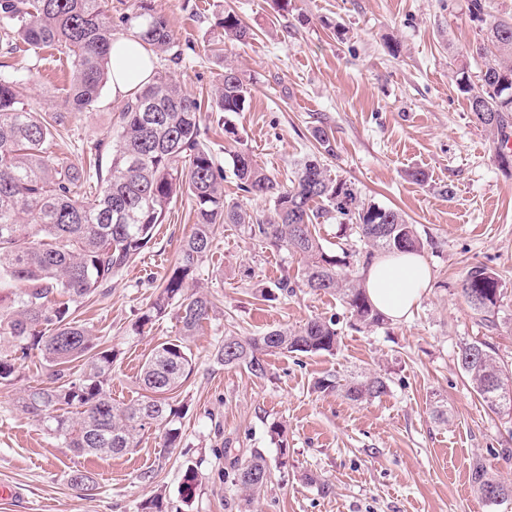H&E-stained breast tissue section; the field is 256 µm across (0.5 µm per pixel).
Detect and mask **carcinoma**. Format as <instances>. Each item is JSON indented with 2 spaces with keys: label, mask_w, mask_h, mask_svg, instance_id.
Here are the masks:
<instances>
[{
  "label": "carcinoma",
  "mask_w": 512,
  "mask_h": 512,
  "mask_svg": "<svg viewBox=\"0 0 512 512\" xmlns=\"http://www.w3.org/2000/svg\"><path fill=\"white\" fill-rule=\"evenodd\" d=\"M139 13L131 35L152 56L180 58L167 18L136 0ZM465 14L476 29L465 50L478 66L477 81L460 69L459 89L478 125L493 136L499 164L512 167V16L495 13L491 0H466ZM224 36L238 42L252 32L233 11L218 22ZM112 19L102 0H0V44L14 52L53 48L69 60L72 75L57 110L42 114L22 99L23 80L0 76V335L13 341V355L0 358V385H11L33 354L44 362L46 384L29 390L22 411L42 422L46 432L77 455L121 456L139 446L144 432L155 429L162 449L181 440L183 409L172 394L192 369L188 340L214 313L203 295H185L188 280L211 252L222 224H239L270 246L286 248L302 262L300 287L312 293H336L351 316L365 328L380 326L384 316L366 296L351 269L368 266L380 253L417 252L422 243L415 225L398 210L366 201L355 183L327 174L324 159L335 156L334 137L324 126L312 136L317 152L295 163L284 185L242 150L234 155L240 189L268 200L273 215L263 223L236 204L224 202V169L201 142V112H214L224 138L240 141L228 116L246 103L244 81L231 64L224 65L211 98L186 95L170 75L156 70L153 81L140 87L119 110L108 166L100 163L102 143L86 148L88 166L63 161L51 151L67 112H87L98 101L112 70ZM94 184V190L82 186ZM195 201L193 229L183 241L180 258L153 300L132 325L141 336L177 308L181 337L157 345L141 367L137 383L145 395L129 404L112 402L109 385L116 350L92 338L75 317L71 304L104 297L114 278L149 247L154 228L163 223L174 200ZM338 221L344 237L360 248L339 258L327 253L316 225ZM462 296L487 323L504 297L501 281L484 265L470 267L461 280ZM336 321L319 317L297 329H274L262 336H224L216 359L243 367L255 376L265 373V356L273 353H331L336 349ZM458 362L490 412L512 407V372L501 365L494 347L483 340L459 347ZM323 392L353 401L379 398L388 384L381 376H337L317 381ZM471 483L486 504L512 499L493 465L473 462ZM270 481L264 454L256 449L234 471L232 484L251 496Z\"/></svg>",
  "instance_id": "obj_1"
}]
</instances>
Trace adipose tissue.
Wrapping results in <instances>:
<instances>
[{"label": "adipose tissue", "mask_w": 512, "mask_h": 512, "mask_svg": "<svg viewBox=\"0 0 512 512\" xmlns=\"http://www.w3.org/2000/svg\"><path fill=\"white\" fill-rule=\"evenodd\" d=\"M154 67L139 40L127 36L112 46V93L128 98L150 81ZM430 270L415 252L377 256L364 273V285L372 305L385 317L407 319L425 295Z\"/></svg>", "instance_id": "obj_1"}]
</instances>
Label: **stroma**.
<instances>
[{"instance_id": "stroma-1", "label": "stroma", "mask_w": 512, "mask_h": 512, "mask_svg": "<svg viewBox=\"0 0 512 512\" xmlns=\"http://www.w3.org/2000/svg\"><path fill=\"white\" fill-rule=\"evenodd\" d=\"M164 14L179 62L161 58L184 92L208 99L233 64L248 88L233 115L241 140L225 139L217 117L203 113L201 141L224 169V199L257 217L270 204L238 187L233 156L248 150L280 182L299 158L313 153L312 129L336 139L326 161L334 176L355 183L368 200L402 211L422 242L431 284L409 318L355 329L338 297L297 291L267 302L261 289L297 280L301 263L286 249L221 226L196 272L200 293L215 304L212 318L191 337L194 369L175 392L184 408L182 439L161 453L157 431L115 457L74 454L49 435L17 398L44 379L39 356L0 385V512H141L155 493L182 512H512V501L486 505L474 493L476 457L512 448V419L488 411L457 362L459 346L479 337L512 368V171L499 166L492 137L475 123L456 73L476 31L464 0H147ZM235 11L251 28L244 44L225 39L218 20ZM24 79L23 100L54 111L69 66L49 51L0 54V64ZM121 102L104 87L93 110L73 113L53 149L79 163V144L112 140ZM423 171L425 182L410 173ZM194 203L179 197L149 249L112 280L107 297L75 305V315L104 344L116 347L110 392L115 401L139 398L136 375L160 343L179 338L175 314L144 335L132 324L176 265L194 223ZM496 273L505 289L495 324H478L460 292L473 263ZM314 317L335 318L333 353L267 356L265 376L217 362L225 335L260 336L296 328ZM380 375L389 389L371 401L315 390L320 378ZM281 425L280 453L270 428ZM261 450L271 472L267 488L244 499L231 483L234 466ZM197 468V486L183 500L182 475ZM96 490L83 496L75 471Z\"/></svg>"}]
</instances>
